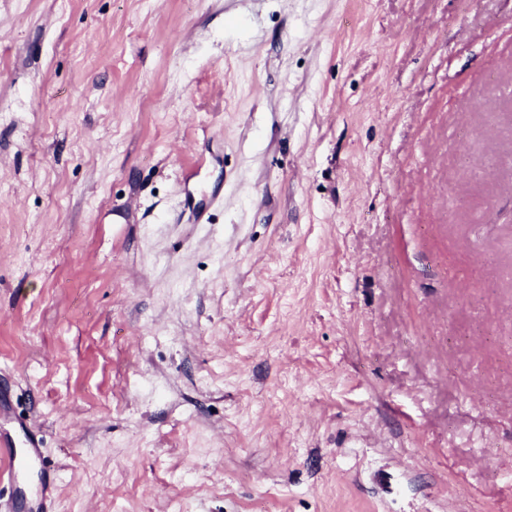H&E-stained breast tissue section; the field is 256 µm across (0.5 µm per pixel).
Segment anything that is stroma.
I'll return each instance as SVG.
<instances>
[{
    "mask_svg": "<svg viewBox=\"0 0 512 512\" xmlns=\"http://www.w3.org/2000/svg\"><path fill=\"white\" fill-rule=\"evenodd\" d=\"M0 440V512H512V0H0Z\"/></svg>",
    "mask_w": 512,
    "mask_h": 512,
    "instance_id": "1",
    "label": "stroma"
}]
</instances>
